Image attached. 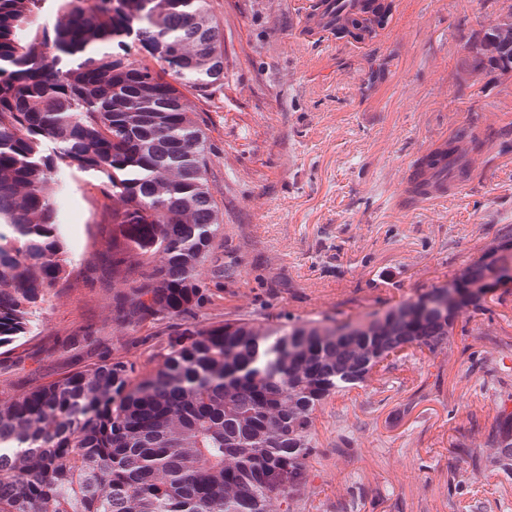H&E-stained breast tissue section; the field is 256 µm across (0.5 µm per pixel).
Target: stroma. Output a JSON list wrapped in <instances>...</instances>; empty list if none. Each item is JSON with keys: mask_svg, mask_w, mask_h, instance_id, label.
<instances>
[{"mask_svg": "<svg viewBox=\"0 0 512 512\" xmlns=\"http://www.w3.org/2000/svg\"><path fill=\"white\" fill-rule=\"evenodd\" d=\"M311 0H211L224 31V90L189 93L210 139L209 180L224 212L200 323L236 315L354 319L452 281L512 224V147L469 156L473 179L438 205L410 200L414 160L481 107L512 131V79L471 82L463 46L512 0H395L386 29L362 44L312 43ZM57 207L73 261L70 285L41 304L32 333L0 354V399L115 357L148 372L178 319L133 329L112 321L125 288L104 264V200L77 173ZM471 332L434 358L400 359L318 411L320 452L303 512H512V480L488 460L471 421L490 425L512 393V287L467 313ZM480 449L473 468L464 451Z\"/></svg>", "mask_w": 512, "mask_h": 512, "instance_id": "1", "label": "stroma"}]
</instances>
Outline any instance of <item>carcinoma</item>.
Segmentation results:
<instances>
[{"mask_svg": "<svg viewBox=\"0 0 512 512\" xmlns=\"http://www.w3.org/2000/svg\"><path fill=\"white\" fill-rule=\"evenodd\" d=\"M394 0H316L304 31L365 41ZM512 5L464 44L477 76L512 77ZM224 81V36L210 0H0V348L68 277L55 194L88 176L112 225L106 262L128 288L112 321L193 314L202 273L224 232L209 183L208 136L186 103ZM447 144L420 156L414 196L472 180L460 144L495 132L476 112ZM497 247L464 263L453 307L435 288L360 321L269 325L226 318L185 324L142 376L115 358L0 401V512H300L318 451L316 411L369 385L408 347L432 357L460 317L485 304L512 224ZM502 399L484 432L512 476V412Z\"/></svg>", "mask_w": 512, "mask_h": 512, "instance_id": "cac0c4a2", "label": "carcinoma"}]
</instances>
